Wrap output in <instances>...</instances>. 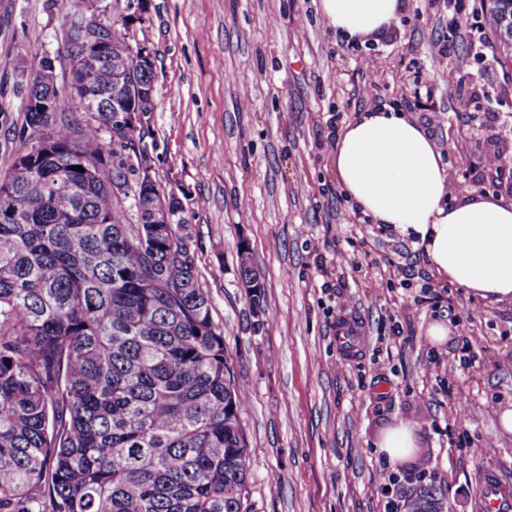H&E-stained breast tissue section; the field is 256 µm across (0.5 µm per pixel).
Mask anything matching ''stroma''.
Wrapping results in <instances>:
<instances>
[{"label": "stroma", "mask_w": 512, "mask_h": 512, "mask_svg": "<svg viewBox=\"0 0 512 512\" xmlns=\"http://www.w3.org/2000/svg\"><path fill=\"white\" fill-rule=\"evenodd\" d=\"M403 2L362 42L337 35L320 0H145L132 28L159 101L135 169L185 207L241 388L249 512H392L412 490L407 467L374 445L396 417L415 426L409 467L446 487L452 512H478L486 472L512 490V434L498 424L512 405V304L439 281L421 249L355 210L328 146L331 115L391 105L430 133L448 182L512 201V62L484 25L489 0H468L456 26L445 0ZM68 27L52 0H0V110L13 120L33 47L67 87ZM493 151L502 173L484 167ZM243 243L265 286L259 314ZM346 320L361 335L351 352L337 342Z\"/></svg>", "instance_id": "stroma-1"}]
</instances>
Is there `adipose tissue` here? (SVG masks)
<instances>
[{"mask_svg":"<svg viewBox=\"0 0 512 512\" xmlns=\"http://www.w3.org/2000/svg\"><path fill=\"white\" fill-rule=\"evenodd\" d=\"M402 0H321L328 23L352 39L384 31ZM336 180L374 223L422 247L440 278L490 302H512V202L468 190L450 195L425 129L386 106L347 124Z\"/></svg>","mask_w":512,"mask_h":512,"instance_id":"1","label":"adipose tissue"}]
</instances>
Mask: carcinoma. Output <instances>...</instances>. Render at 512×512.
I'll return each instance as SVG.
<instances>
[{"label": "carcinoma", "mask_w": 512, "mask_h": 512, "mask_svg": "<svg viewBox=\"0 0 512 512\" xmlns=\"http://www.w3.org/2000/svg\"><path fill=\"white\" fill-rule=\"evenodd\" d=\"M494 3L507 44L512 0ZM125 49L101 50L114 84L128 78ZM32 56L17 137L38 146L0 173V213H16L0 221V512H248L240 396L187 221L145 223L132 164L143 133L112 111V90L84 87L98 111L79 122L82 98ZM405 509L451 504L433 481Z\"/></svg>", "instance_id": "obj_1"}]
</instances>
